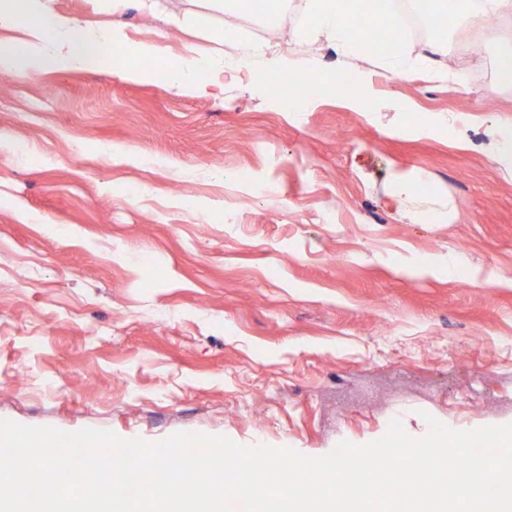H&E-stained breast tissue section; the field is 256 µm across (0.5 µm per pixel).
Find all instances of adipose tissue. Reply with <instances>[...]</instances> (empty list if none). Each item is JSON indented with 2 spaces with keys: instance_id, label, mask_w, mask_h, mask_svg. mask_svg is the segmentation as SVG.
<instances>
[{
  "instance_id": "adipose-tissue-1",
  "label": "adipose tissue",
  "mask_w": 512,
  "mask_h": 512,
  "mask_svg": "<svg viewBox=\"0 0 512 512\" xmlns=\"http://www.w3.org/2000/svg\"><path fill=\"white\" fill-rule=\"evenodd\" d=\"M302 11L303 35L325 38L346 58H363V27L402 29L401 15L389 0H303ZM431 11L445 27L466 18L479 26L487 16L512 12V0H432ZM1 28L19 32L14 41L0 42V72L7 75L46 67L80 70L100 62L105 46L121 58L120 73L126 77L140 76V63L147 60L186 89L202 93L206 85L200 74H222L207 59L175 60L158 47L127 44L113 30L84 28L77 19L53 12L48 0H0Z\"/></svg>"
}]
</instances>
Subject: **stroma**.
<instances>
[{
  "label": "stroma",
  "instance_id": "35a3bbf8",
  "mask_svg": "<svg viewBox=\"0 0 512 512\" xmlns=\"http://www.w3.org/2000/svg\"><path fill=\"white\" fill-rule=\"evenodd\" d=\"M51 6L237 70L206 94L101 67L0 73V418L308 457L395 419L414 438L430 416L512 424V179L490 157L491 131L512 132V88L494 87L512 20L477 62L465 21L429 69L342 60L357 96L287 111L270 75L332 65L299 35L300 0L271 20L207 0Z\"/></svg>",
  "mask_w": 512,
  "mask_h": 512
}]
</instances>
